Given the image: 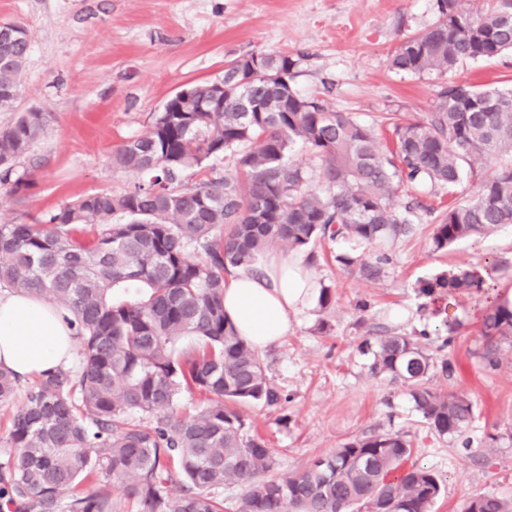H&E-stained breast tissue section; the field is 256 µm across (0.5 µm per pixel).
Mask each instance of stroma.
Listing matches in <instances>:
<instances>
[{
	"label": "stroma",
	"instance_id": "1",
	"mask_svg": "<svg viewBox=\"0 0 512 512\" xmlns=\"http://www.w3.org/2000/svg\"><path fill=\"white\" fill-rule=\"evenodd\" d=\"M436 19V0H0V22H21L31 35L21 108L48 115L19 164L30 188L0 186V222H29L84 195L123 191L134 177L112 169L113 150L146 133L176 92L222 78L226 61L251 51L296 55L292 84L300 94L352 113L389 147L382 114L424 117L441 82L435 73H396L389 55ZM450 77L485 89L512 87V53L465 64ZM432 233L425 218L413 235L371 247L370 255L389 258L373 280L336 262L339 245H314L309 270L334 300L299 316L264 350L281 404L238 407L273 448L277 473L301 471L370 431L401 432L414 459L441 480L432 512H463L491 492L512 497V352L494 369L481 359L484 299L420 292L422 283L451 271L512 264V227L445 251L435 250ZM441 305L449 306L455 331L442 326ZM394 328L427 331L424 347L450 361L451 374H435L429 385L468 395L474 419L465 437L431 434L406 389L371 373L363 342Z\"/></svg>",
	"mask_w": 512,
	"mask_h": 512
}]
</instances>
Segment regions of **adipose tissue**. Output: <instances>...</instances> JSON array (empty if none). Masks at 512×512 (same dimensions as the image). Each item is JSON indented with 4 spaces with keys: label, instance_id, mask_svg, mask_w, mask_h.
I'll return each instance as SVG.
<instances>
[{
    "label": "adipose tissue",
    "instance_id": "obj_1",
    "mask_svg": "<svg viewBox=\"0 0 512 512\" xmlns=\"http://www.w3.org/2000/svg\"><path fill=\"white\" fill-rule=\"evenodd\" d=\"M261 274L241 272L224 287V313L254 349L286 336L293 320L313 309L316 284L302 253H274ZM74 331L42 299L0 291V366L21 379L69 366Z\"/></svg>",
    "mask_w": 512,
    "mask_h": 512
}]
</instances>
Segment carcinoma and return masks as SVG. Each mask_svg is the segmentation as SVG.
Segmentation results:
<instances>
[{"mask_svg":"<svg viewBox=\"0 0 512 512\" xmlns=\"http://www.w3.org/2000/svg\"><path fill=\"white\" fill-rule=\"evenodd\" d=\"M437 8L430 28L390 54L391 69L443 74L512 52V0L488 13L459 0ZM26 33L0 23V112L16 111ZM296 65L291 54L263 51L225 62L224 106L159 112L147 133L113 152V168L140 177L132 187L87 195L42 221L0 224V285L55 305L80 341L78 370L43 373L12 413L0 512H116V492L135 512H226L224 486L235 483L234 512H430L440 479L412 461L401 433L357 436L299 472L273 474V450L248 434L235 405L273 407L281 394L261 354L224 317L225 275L256 271L260 256L282 246L327 241L352 247L336 261L376 277L386 257L359 249L413 231L419 203L401 199L403 186L452 194L480 180L472 198L437 216L438 250L512 225V88L440 85L425 118L387 117L395 140L386 155L371 127L292 87ZM47 122L28 111L0 129L1 186H27L17 164ZM296 145L318 168L291 161ZM227 156L233 165L224 170L210 165ZM316 180L322 189L311 187ZM438 288L478 294L489 283L459 270L423 291ZM482 335L494 368L501 345H512V307L488 305ZM187 336L200 347L180 348ZM365 346L371 371L407 389L433 435L459 436L470 425L464 393L428 386L434 373H450L448 360L404 332ZM20 385L0 367L1 406ZM186 389L203 405L180 415ZM464 512H512V498L481 495Z\"/></svg>","mask_w":512,"mask_h":512,"instance_id":"obj_1","label":"carcinoma"}]
</instances>
